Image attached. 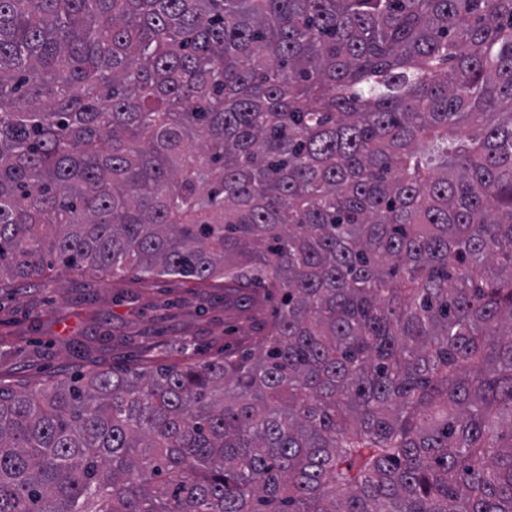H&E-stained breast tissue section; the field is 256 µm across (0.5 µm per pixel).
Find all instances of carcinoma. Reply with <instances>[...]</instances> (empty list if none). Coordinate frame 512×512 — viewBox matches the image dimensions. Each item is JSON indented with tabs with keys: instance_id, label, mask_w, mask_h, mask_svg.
<instances>
[{
	"instance_id": "cac0c4a2",
	"label": "carcinoma",
	"mask_w": 512,
	"mask_h": 512,
	"mask_svg": "<svg viewBox=\"0 0 512 512\" xmlns=\"http://www.w3.org/2000/svg\"><path fill=\"white\" fill-rule=\"evenodd\" d=\"M79 270L258 350L0 382V512H512V0H0V286Z\"/></svg>"
}]
</instances>
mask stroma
I'll use <instances>...</instances> for the list:
<instances>
[{
    "mask_svg": "<svg viewBox=\"0 0 512 512\" xmlns=\"http://www.w3.org/2000/svg\"><path fill=\"white\" fill-rule=\"evenodd\" d=\"M259 341L225 311L224 289L91 270L17 285L0 296V379L35 387L102 368L159 366L180 352L208 358Z\"/></svg>",
    "mask_w": 512,
    "mask_h": 512,
    "instance_id": "obj_1",
    "label": "stroma"
}]
</instances>
